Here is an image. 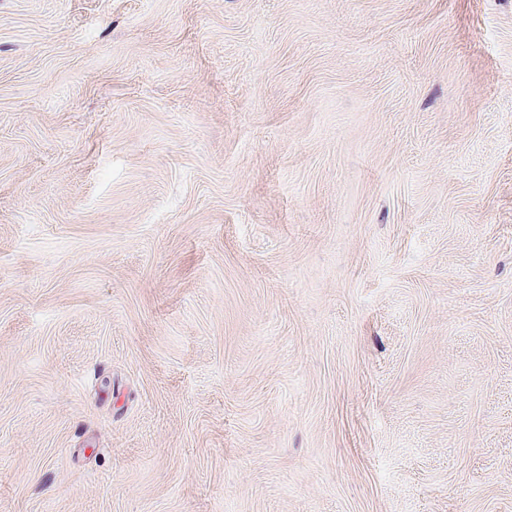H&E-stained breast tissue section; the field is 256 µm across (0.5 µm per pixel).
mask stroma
<instances>
[{
  "instance_id": "1",
  "label": "stroma",
  "mask_w": 512,
  "mask_h": 512,
  "mask_svg": "<svg viewBox=\"0 0 512 512\" xmlns=\"http://www.w3.org/2000/svg\"><path fill=\"white\" fill-rule=\"evenodd\" d=\"M0 512H512V0H0Z\"/></svg>"
}]
</instances>
